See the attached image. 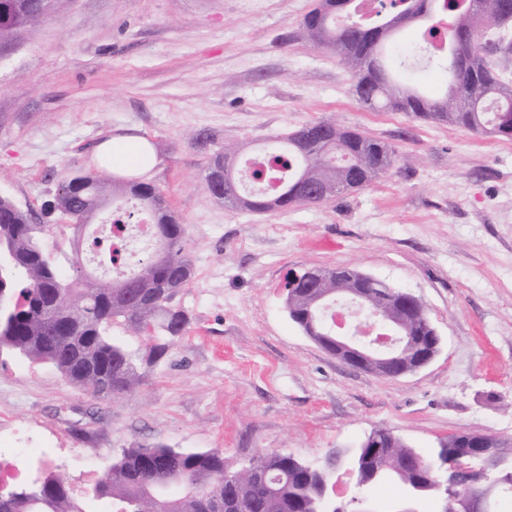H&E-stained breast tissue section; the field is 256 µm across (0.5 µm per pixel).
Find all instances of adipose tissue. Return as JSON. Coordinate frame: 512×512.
<instances>
[{
	"mask_svg": "<svg viewBox=\"0 0 512 512\" xmlns=\"http://www.w3.org/2000/svg\"><path fill=\"white\" fill-rule=\"evenodd\" d=\"M98 167L121 176H142L156 164V155L149 141L141 136L108 137L95 152Z\"/></svg>",
	"mask_w": 512,
	"mask_h": 512,
	"instance_id": "1",
	"label": "adipose tissue"
}]
</instances>
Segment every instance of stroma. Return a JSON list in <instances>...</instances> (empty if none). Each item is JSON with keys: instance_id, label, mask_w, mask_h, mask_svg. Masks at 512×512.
<instances>
[{"instance_id": "obj_1", "label": "stroma", "mask_w": 512, "mask_h": 512, "mask_svg": "<svg viewBox=\"0 0 512 512\" xmlns=\"http://www.w3.org/2000/svg\"><path fill=\"white\" fill-rule=\"evenodd\" d=\"M317 0H56L0 51V195L33 216L107 136L150 140L147 175L186 228V331L133 393L97 400L50 365L0 355V455L39 451L84 491L123 448L320 462L387 428L428 455L467 431L512 441V140L362 106L334 53L292 34ZM329 119L391 145L380 179L254 213L202 179ZM357 268L415 293L441 336L397 379L352 368L284 309L291 273Z\"/></svg>"}]
</instances>
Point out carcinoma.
<instances>
[{
	"label": "carcinoma",
	"mask_w": 512,
	"mask_h": 512,
	"mask_svg": "<svg viewBox=\"0 0 512 512\" xmlns=\"http://www.w3.org/2000/svg\"><path fill=\"white\" fill-rule=\"evenodd\" d=\"M403 2L400 7L384 5L360 21L355 18L357 0L339 10L332 0H325L305 18L300 35L341 56L355 73L357 100L371 109L407 112L483 136L512 139V86L499 80L474 43L480 28L508 23L499 18L503 0ZM51 8L52 0H0V45L15 30L47 18ZM418 24L423 41L431 47L440 34L447 35L448 50L440 60L449 82L439 97L426 95L389 70V60L414 52L398 42L397 34ZM257 157L266 165L267 177L281 182L274 194L256 184L257 173L249 175L247 188L236 177L226 178L228 163L236 158L230 146L214 157V167L207 168L206 190L240 210H286L326 202L319 197L324 183H342L347 192L361 189L395 162L394 151L385 142L326 120L275 137ZM110 202L125 207L124 225H151L158 248L129 274L107 281L85 272L77 246L65 257L72 275H63L57 257L42 246L40 235L46 225L34 223L31 214L0 196V354L49 364L100 400L136 390L141 366L159 363L178 343L189 320L172 300L193 274L184 225L152 184L110 185L98 176L78 173L59 187L47 208L61 204L79 222ZM92 245L99 266L111 265L112 236H96ZM338 278L349 288L366 289L381 318L401 313L400 293L389 291L388 284L362 283L350 271L323 268L320 275L287 288L285 308L300 330L314 327L315 335H328L314 300L335 297ZM429 324L425 306L418 305L409 333L427 336ZM118 325L147 337L148 349H132L112 335ZM471 443L467 432H458L435 450L430 461L379 433L371 445L338 449L332 456L348 459L367 487L393 480L406 493L418 489L423 497L443 501L460 477L453 466L461 461L484 466L482 449ZM496 454L493 501L512 496V447ZM101 504L110 512H341L330 506L321 464L269 452L232 470L215 450L183 451L153 444L122 449L80 498L55 472L0 496V512H95Z\"/></svg>",
	"instance_id": "cac0c4a2"
}]
</instances>
